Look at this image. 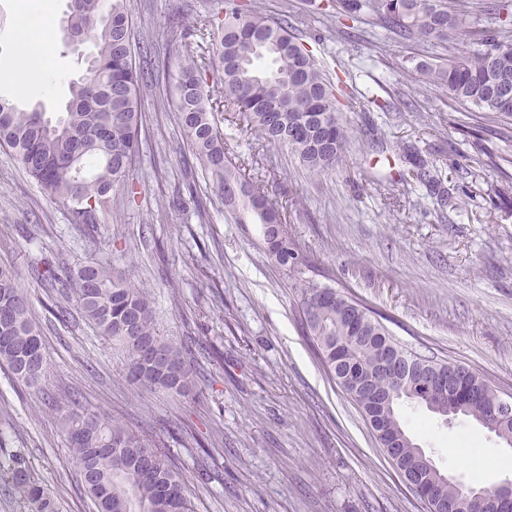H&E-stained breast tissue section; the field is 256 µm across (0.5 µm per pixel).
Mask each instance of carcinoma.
I'll use <instances>...</instances> for the list:
<instances>
[{"mask_svg":"<svg viewBox=\"0 0 512 512\" xmlns=\"http://www.w3.org/2000/svg\"><path fill=\"white\" fill-rule=\"evenodd\" d=\"M336 28L364 14L399 38L455 49L448 64L422 72L424 83L485 113L482 132L512 138V96L498 86L512 80V0H498V23L475 32L481 48H459L467 21L486 6L479 0H336ZM70 18L78 29L94 20V53L87 68L94 79L70 83L66 112L57 120L37 107L22 108L0 97V147L8 149L49 196L67 209L75 224L95 228L112 212L113 193L129 190L128 170L139 154L141 93L151 82L132 57L130 0H72ZM217 26L216 41L184 58L175 82L176 120L188 148L236 224H259L274 263L292 272L300 298V318L327 373L340 381L355 375L360 389L345 393L359 406L373 432L387 443L408 471V479L427 498L428 512H466L465 486L436 467L407 433L401 408L414 403L439 418H487L501 395L483 377L469 372L456 380L460 405L435 408L426 378L442 362L397 342L376 312L341 292L304 276L308 256L283 224L277 202L263 181L246 176L245 164L232 160L215 118L213 84L220 73L222 107L250 126L268 144L288 148L316 174L336 170L345 134L337 115L335 84L303 46L288 16L272 19L251 0H224V11L204 18ZM406 175L429 177L426 161L403 155ZM32 280L58 288L73 308L49 309L65 324L79 314L93 329L124 350L127 379L140 391L183 397L201 389L187 357L188 342L160 333L148 288L110 263L77 267L34 266ZM407 373L398 382L380 367L385 346ZM0 368L26 388H41L49 358L41 325L13 269L0 265ZM71 453L80 489L96 512H195L179 463L163 438L124 425L109 414L80 405L74 395L46 394ZM492 433L512 447V415ZM0 482L18 495L26 512H59L51 491L36 479L20 453L0 463Z\"/></svg>","mask_w":512,"mask_h":512,"instance_id":"carcinoma-1","label":"carcinoma"}]
</instances>
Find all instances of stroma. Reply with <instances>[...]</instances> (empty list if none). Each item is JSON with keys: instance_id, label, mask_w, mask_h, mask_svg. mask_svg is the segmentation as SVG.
Returning <instances> with one entry per match:
<instances>
[{"instance_id": "35a3bbf8", "label": "stroma", "mask_w": 512, "mask_h": 512, "mask_svg": "<svg viewBox=\"0 0 512 512\" xmlns=\"http://www.w3.org/2000/svg\"><path fill=\"white\" fill-rule=\"evenodd\" d=\"M263 13L289 15L329 75L354 93L344 100V160L317 176L287 148L258 147L245 122L221 121L234 154L253 160L288 232L307 252L309 278L362 300L383 315L401 344L477 371L512 396V140H476L481 114L421 81L448 50L399 42L378 24L340 37L307 0H258ZM50 23L58 84L53 93L0 95L61 111L77 55L61 29L67 0ZM221 0H133L140 44L151 46L153 84L141 98L136 190L97 230L68 211L0 150V264H13L44 322L47 386L78 391L84 403L130 427L164 436L188 479L196 512H426L376 442L360 409L327 374L302 329L293 275L271 261L260 225L237 224L203 179L188 182L190 160L174 112L181 60L168 45L170 22L196 50L213 37L200 18ZM389 92L387 110L364 111L365 94ZM417 150L438 170L446 197L393 176L398 152ZM195 189L204 214L171 199ZM109 261L151 291L157 320L174 339L199 341L191 363L208 384L199 396L136 393L117 346L83 321L47 325L52 289L30 279L33 265ZM407 432L436 465L469 483L484 456L512 479V448L474 421L443 422L425 408L402 409ZM216 430L222 445L202 453L195 432ZM468 449L463 461L457 449ZM22 451L57 497L61 512H94L76 488L56 415L40 393L0 368V453Z\"/></svg>"}]
</instances>
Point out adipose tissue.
<instances>
[{
    "label": "adipose tissue",
    "instance_id": "1",
    "mask_svg": "<svg viewBox=\"0 0 512 512\" xmlns=\"http://www.w3.org/2000/svg\"><path fill=\"white\" fill-rule=\"evenodd\" d=\"M51 0H24L16 19V41L22 53L14 68L0 70V82L21 93L50 94L57 75L53 63V37L46 21Z\"/></svg>",
    "mask_w": 512,
    "mask_h": 512
}]
</instances>
